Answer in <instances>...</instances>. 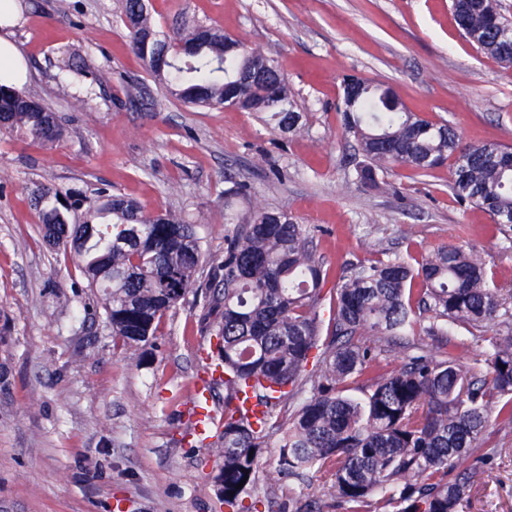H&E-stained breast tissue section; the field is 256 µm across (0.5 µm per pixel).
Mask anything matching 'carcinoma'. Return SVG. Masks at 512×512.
<instances>
[{
  "instance_id": "cac0c4a2",
  "label": "carcinoma",
  "mask_w": 512,
  "mask_h": 512,
  "mask_svg": "<svg viewBox=\"0 0 512 512\" xmlns=\"http://www.w3.org/2000/svg\"><path fill=\"white\" fill-rule=\"evenodd\" d=\"M452 10L470 43L512 64V19L500 0H452ZM123 14L130 49L175 99L222 108L239 80L242 110L261 112L290 133L301 129L288 83L263 51L213 26L168 35L145 0H124ZM61 55L57 83L68 96L82 87L92 61L68 48ZM360 82L364 89L340 115L364 157L361 181L378 184L389 165L425 176L448 161L457 201L481 208L501 229L512 227L511 148L466 143L453 126L412 112L391 87ZM0 130L43 147L66 134L49 105L1 84ZM33 199L45 242L66 252L71 239L84 238L74 269L112 336L138 360L163 316L189 293L205 291L201 333L217 338L224 385V414L214 426L229 512L272 509L288 483L326 462L335 465L340 512H458L469 482L451 473L480 447L489 411L512 424L509 321L506 334L489 341L483 376L423 346L404 351L389 370L381 364L384 343L400 345L417 330L443 342L502 316L505 301L474 249L440 247L416 267L399 258L359 261L327 290V271L312 248L316 228L280 210L232 217L224 254L209 257L194 225L175 211L150 213L121 194L101 193L79 200L86 220L74 228L57 187L42 184ZM415 280L421 288L412 296L407 285ZM352 385L362 397L347 394ZM250 397L257 414L245 408ZM266 448L279 452L271 491L261 485Z\"/></svg>"
}]
</instances>
